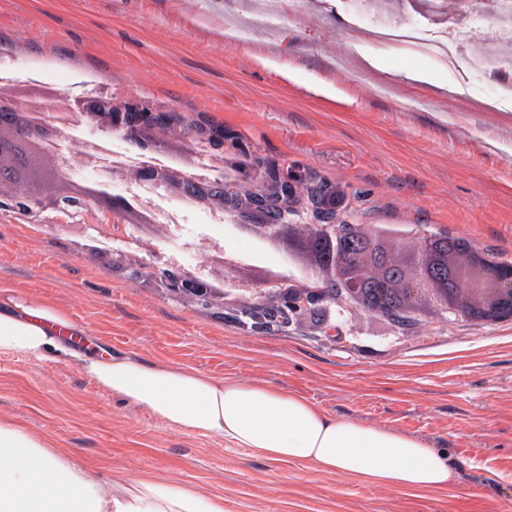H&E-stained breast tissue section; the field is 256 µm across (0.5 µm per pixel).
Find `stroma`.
<instances>
[{"label":"stroma","instance_id":"35a3bbf8","mask_svg":"<svg viewBox=\"0 0 512 512\" xmlns=\"http://www.w3.org/2000/svg\"><path fill=\"white\" fill-rule=\"evenodd\" d=\"M384 28L470 31L463 60L501 55L490 0L366 5ZM347 0H0V61L23 42L65 74L105 76L116 103L145 102L224 128L236 183L261 182L255 158L331 185L349 224L468 239L512 263V70L391 55ZM233 27L253 29L236 43ZM413 70L430 81L409 79ZM87 208L0 206V287L65 307L99 348L190 366L301 395L327 415L391 429L444 451L445 489L420 491L273 463L217 437L175 431L101 391L65 359L0 353V419L45 435L107 480L154 475L224 497V512H512V321L486 326L425 308L396 320L357 310L342 339L311 322L256 330L234 301L205 305L164 288L135 217L113 216L98 250Z\"/></svg>","mask_w":512,"mask_h":512}]
</instances>
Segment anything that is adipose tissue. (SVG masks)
<instances>
[{"instance_id": "adipose-tissue-1", "label": "adipose tissue", "mask_w": 512, "mask_h": 512, "mask_svg": "<svg viewBox=\"0 0 512 512\" xmlns=\"http://www.w3.org/2000/svg\"><path fill=\"white\" fill-rule=\"evenodd\" d=\"M78 333L66 309L0 289V353L36 361L65 357L100 389L171 429L370 484L419 490L448 484L447 457L415 437L328 416L305 397L270 385L217 379L128 353L92 354L77 343ZM0 512H224V498L153 478L112 485L42 434L0 420Z\"/></svg>"}]
</instances>
